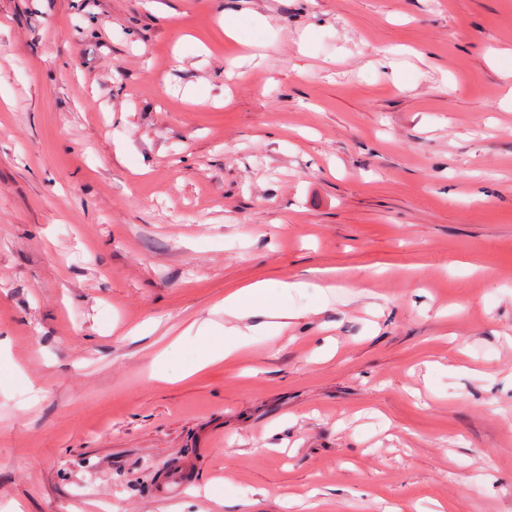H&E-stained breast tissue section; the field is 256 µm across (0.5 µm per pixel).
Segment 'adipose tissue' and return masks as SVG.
<instances>
[{
    "mask_svg": "<svg viewBox=\"0 0 512 512\" xmlns=\"http://www.w3.org/2000/svg\"><path fill=\"white\" fill-rule=\"evenodd\" d=\"M271 287V282L257 281L225 295L220 305L224 313L225 324L220 327L218 334L202 337L201 342L205 348V353L203 358L197 362V369H204L230 355L231 348L225 345V337L248 336V329L242 328L240 322L242 319L251 316L254 309L262 306L264 296Z\"/></svg>",
    "mask_w": 512,
    "mask_h": 512,
    "instance_id": "obj_1",
    "label": "adipose tissue"
}]
</instances>
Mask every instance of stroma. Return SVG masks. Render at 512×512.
<instances>
[{
    "mask_svg": "<svg viewBox=\"0 0 512 512\" xmlns=\"http://www.w3.org/2000/svg\"><path fill=\"white\" fill-rule=\"evenodd\" d=\"M509 71L512 0H0V512H512ZM292 287V282L288 281H257L226 294L223 302L218 305L219 310L224 311V326L218 327L219 334L199 336L205 348L204 356L180 379L229 356L235 347L225 345L224 336L245 337L250 336L249 331L254 330L253 327L248 326L242 329L231 322H238L253 315L254 309L262 306L264 296L269 289L280 288L286 291Z\"/></svg>",
    "mask_w": 512,
    "mask_h": 512,
    "instance_id": "stroma-1",
    "label": "stroma"
}]
</instances>
